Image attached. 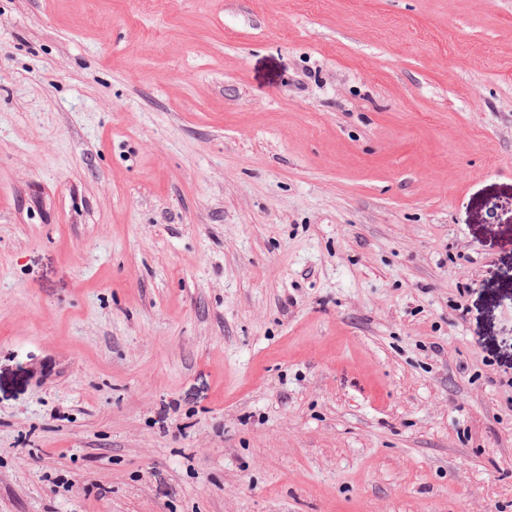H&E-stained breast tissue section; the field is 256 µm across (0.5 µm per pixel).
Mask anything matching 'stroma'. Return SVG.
Here are the masks:
<instances>
[{
	"label": "stroma",
	"mask_w": 512,
	"mask_h": 512,
	"mask_svg": "<svg viewBox=\"0 0 512 512\" xmlns=\"http://www.w3.org/2000/svg\"><path fill=\"white\" fill-rule=\"evenodd\" d=\"M0 512H512V0H0Z\"/></svg>",
	"instance_id": "stroma-1"
}]
</instances>
